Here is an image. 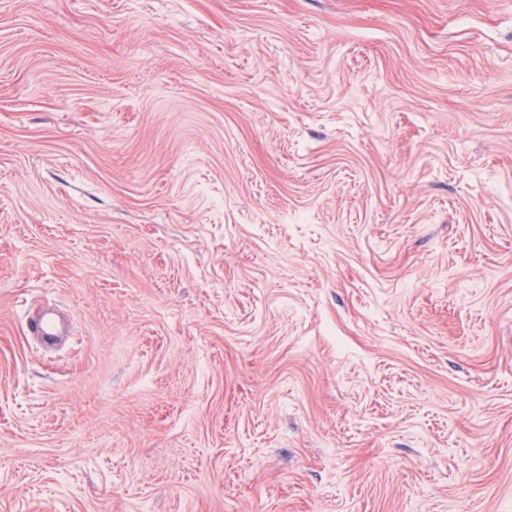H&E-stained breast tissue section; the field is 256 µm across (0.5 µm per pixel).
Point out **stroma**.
I'll return each mask as SVG.
<instances>
[{
    "mask_svg": "<svg viewBox=\"0 0 512 512\" xmlns=\"http://www.w3.org/2000/svg\"><path fill=\"white\" fill-rule=\"evenodd\" d=\"M0 512H512V0H0ZM29 331L33 336H41L45 339H51L58 333V322L55 314L51 310H44L29 321Z\"/></svg>",
    "mask_w": 512,
    "mask_h": 512,
    "instance_id": "1",
    "label": "stroma"
}]
</instances>
